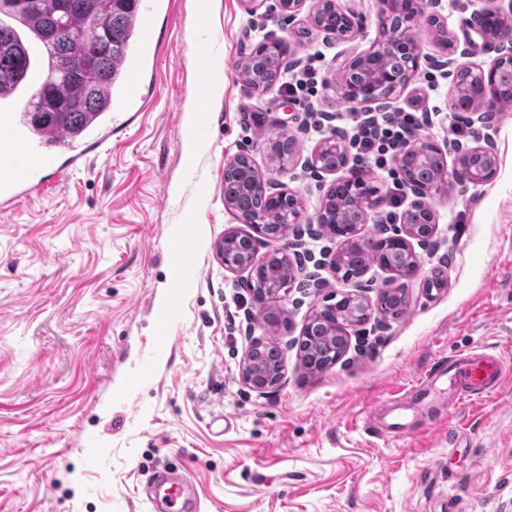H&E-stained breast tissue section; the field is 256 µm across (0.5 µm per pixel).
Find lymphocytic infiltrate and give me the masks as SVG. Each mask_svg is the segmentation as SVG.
<instances>
[{
	"instance_id": "obj_1",
	"label": "lymphocytic infiltrate",
	"mask_w": 512,
	"mask_h": 512,
	"mask_svg": "<svg viewBox=\"0 0 512 512\" xmlns=\"http://www.w3.org/2000/svg\"><path fill=\"white\" fill-rule=\"evenodd\" d=\"M322 58V53L312 54L302 68L289 75L282 85L283 91L304 108L310 132L319 136L333 134L343 140L353 156L354 174L367 168L392 172L401 151L416 139L419 131L432 126L431 112L399 107L322 115L316 106L318 86L323 82Z\"/></svg>"
}]
</instances>
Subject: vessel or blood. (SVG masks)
<instances>
[{
  "instance_id": "1",
  "label": "vessel or blood",
  "mask_w": 512,
  "mask_h": 512,
  "mask_svg": "<svg viewBox=\"0 0 512 512\" xmlns=\"http://www.w3.org/2000/svg\"><path fill=\"white\" fill-rule=\"evenodd\" d=\"M120 113L106 115L92 130V141L59 137L34 131L23 113L0 108V210H12L21 201L51 188L59 179L50 171L51 149L65 145L72 153L73 164H81L90 153L112 138V125ZM503 362L493 353L457 355L444 361L438 375L448 379V404L456 406L465 393H490L502 382ZM404 407L385 405L370 420L372 430L381 436L395 437L408 430L402 421ZM145 499L153 512H199V493L180 480L174 469H153L147 480Z\"/></svg>"
}]
</instances>
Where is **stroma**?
Segmentation results:
<instances>
[{
	"instance_id": "obj_1",
	"label": "stroma",
	"mask_w": 512,
	"mask_h": 512,
	"mask_svg": "<svg viewBox=\"0 0 512 512\" xmlns=\"http://www.w3.org/2000/svg\"><path fill=\"white\" fill-rule=\"evenodd\" d=\"M159 0L149 26L159 49L141 62L143 109L105 151L68 167L47 193L0 213V512H148L149 470L177 460L200 512H512V104L493 109L452 147L450 67L418 20L423 58L397 106L438 108L423 129L448 159L488 138L495 178L447 183L430 198L436 232L406 310L352 337L336 364L308 372L300 332L315 304L352 282L332 268L336 239L317 224L339 174L306 164L321 143L278 87L247 85L239 64L269 37L289 61L321 50L318 99L336 112L341 66L378 39L376 0H338L361 24L349 39L284 16L250 15L242 0ZM478 0H427L456 41V64L489 66L475 32ZM440 87L430 91L428 75ZM209 128L185 150L189 117ZM287 128L297 162L276 184L301 199L308 221L303 269L284 312L267 323L225 270L215 244L249 233L224 207V163L241 152L261 171L265 135ZM284 353L280 383L244 384L255 340ZM494 351L506 369L492 393L419 415L400 439L366 429L375 409L405 398L442 360Z\"/></svg>"
}]
</instances>
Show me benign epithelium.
Here are the masks:
<instances>
[{
    "mask_svg": "<svg viewBox=\"0 0 512 512\" xmlns=\"http://www.w3.org/2000/svg\"><path fill=\"white\" fill-rule=\"evenodd\" d=\"M251 13L262 7L268 10H278L288 16L292 22L301 14L306 0H275L274 5L267 6L268 0H243ZM378 9L376 22L379 28V39L370 48L346 62L341 70L340 81L337 83L339 99L351 107L384 100L380 95L383 88H391L390 95L399 96L409 86L410 81L400 80L397 72L391 69L389 62H399L410 71L418 70L421 50L414 33L415 21L423 13V0H377ZM330 6L340 17L336 29L325 31L328 36L347 39L353 36L357 26L354 14L343 11L337 0H314L312 18H317L325 6ZM476 34L482 39L494 44L498 56L489 68L458 66L456 73H469L482 83V96L479 100L464 106L460 112L467 115L470 123L483 122L484 113L492 111L488 102L494 104H509L512 96L501 94L498 78L503 73L504 66L512 61V0H487V3L477 12ZM336 151V157L346 160L343 144L336 138L325 141L312 155L310 164L318 171L323 170L321 154L326 149ZM427 153L422 163V174L403 177L405 188L416 200L399 217L398 230L379 235L397 244L403 252L411 256V263L405 267L388 269L391 279L384 287L387 292L394 291L404 296L408 295L409 286L420 276L422 265L420 256L414 246H426L435 234V217L425 199L439 193L443 185L450 181L456 183L481 185L491 181L498 170L499 158L492 142L485 141L467 147L458 152L453 166H448L447 155L440 146L431 139L418 138L409 144L398 156V169H403L405 160L413 155ZM250 162V170L245 172L239 187L231 193H224V206L234 213L241 224H248L252 233L241 236L233 231L224 234L216 246L219 257H224V251L229 248L246 249L253 253L257 244L268 242L274 247L262 262L250 261L245 264L224 262V269L231 272H245V285L250 290L253 302L258 311L270 308L280 309L288 300V294L294 288L299 274L301 257L294 245L280 244L281 238L272 237L266 231L263 213L259 209L245 212L238 207L237 197L249 193L250 187H255L268 200L282 201L288 205V225L295 226L303 223V206L297 195L276 186L274 181L262 173L252 157L247 153L234 156L224 164V171H229L241 160ZM356 197L361 199L364 215L361 223H353L351 212L345 208H337L335 223L349 225L348 232L342 234L337 251H342L348 242L358 236L361 224L366 222L367 213L382 207L386 196L373 186V182L363 184L356 190ZM360 307L365 314L361 323L376 314L385 321L390 313L378 303L370 302L363 294V285L338 295H333L315 305L313 312L322 313L334 305V300ZM241 375L246 384L255 389H270L277 386L282 377V366L260 365L253 367L251 354H246Z\"/></svg>",
    "mask_w": 512,
    "mask_h": 512,
    "instance_id": "7a95c632",
    "label": "benign epithelium"
}]
</instances>
